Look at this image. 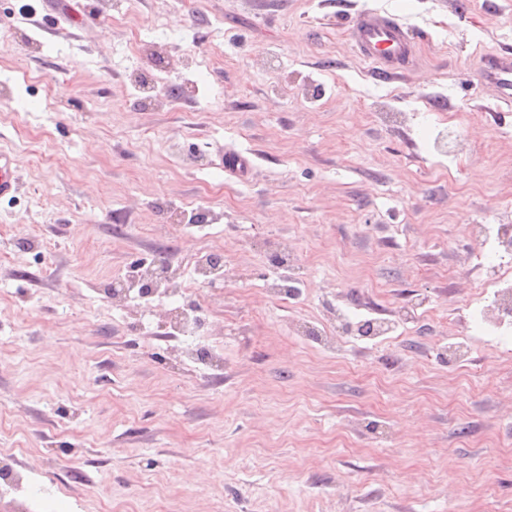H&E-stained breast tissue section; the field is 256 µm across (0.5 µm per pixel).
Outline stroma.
<instances>
[{
    "label": "stroma",
    "mask_w": 512,
    "mask_h": 512,
    "mask_svg": "<svg viewBox=\"0 0 512 512\" xmlns=\"http://www.w3.org/2000/svg\"><path fill=\"white\" fill-rule=\"evenodd\" d=\"M366 10L415 44L397 78L348 37ZM504 48L512 0H0V507H511ZM142 259L176 294L108 297ZM480 79L499 88L503 99L512 103V54L496 51L481 56Z\"/></svg>",
    "instance_id": "1"
}]
</instances>
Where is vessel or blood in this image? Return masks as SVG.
Wrapping results in <instances>:
<instances>
[{
	"instance_id": "b4317fda",
	"label": "vessel or blood",
	"mask_w": 512,
	"mask_h": 512,
	"mask_svg": "<svg viewBox=\"0 0 512 512\" xmlns=\"http://www.w3.org/2000/svg\"><path fill=\"white\" fill-rule=\"evenodd\" d=\"M359 57L374 65L378 74L394 78L404 71L414 50L404 27L375 11L360 13L350 31ZM479 76L499 88L504 100L512 103V54L496 51L482 55Z\"/></svg>"
}]
</instances>
